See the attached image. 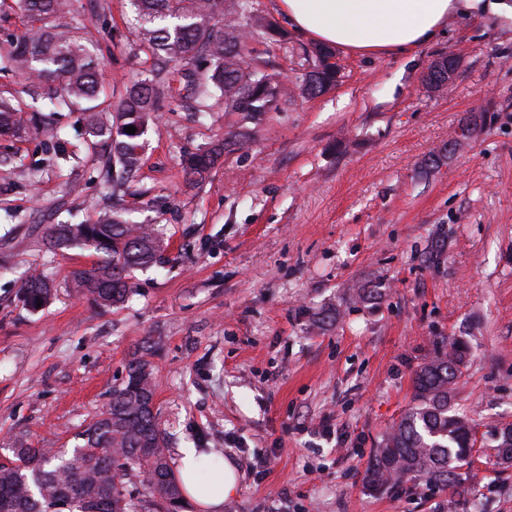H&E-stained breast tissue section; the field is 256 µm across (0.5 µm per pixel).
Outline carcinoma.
Instances as JSON below:
<instances>
[{
	"label": "carcinoma",
	"mask_w": 512,
	"mask_h": 512,
	"mask_svg": "<svg viewBox=\"0 0 512 512\" xmlns=\"http://www.w3.org/2000/svg\"><path fill=\"white\" fill-rule=\"evenodd\" d=\"M31 19L25 36L0 53V67L31 78L30 118L23 103L0 97V135L50 136L58 131L37 106L48 100L52 112L83 114L89 161L105 169V183L117 191L134 177L142 156V135L156 125L170 88V63L192 68L183 74V89L208 112L221 100L235 112L240 129L219 141L206 155L192 154L182 164L185 181L202 183L226 153L245 148L250 126L278 112L300 84L287 85L281 74L250 57V42L273 41L268 28L250 22L252 0H133L138 38L149 63L147 75L124 86L119 96L98 103L101 64L87 49L81 28L58 23L71 0H14ZM335 65L325 63L302 97L324 93L337 82ZM133 125L135 133H126ZM46 249L90 252L91 264L72 273L79 293L98 307L123 304L132 291L131 272L161 261L168 243L152 224H134L103 212L94 223L52 224ZM17 292L23 306L37 309L53 294L48 270L25 272ZM468 347L455 340L425 361L415 373L413 405L376 449L368 482L382 486L424 479L445 490L455 484L456 470L470 463L478 441L465 419L452 413L450 386L464 374ZM155 385L150 361L135 357L126 377L112 389L108 408L85 431L82 447L70 453L34 448L12 449L10 468H0V512H177L182 489L164 448L163 431L148 409ZM494 450L512 448V429L488 433ZM142 476L146 494L125 490L130 473Z\"/></svg>",
	"instance_id": "obj_1"
}]
</instances>
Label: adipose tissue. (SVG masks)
Masks as SVG:
<instances>
[{
  "instance_id": "ef3b65f1",
  "label": "adipose tissue",
  "mask_w": 512,
  "mask_h": 512,
  "mask_svg": "<svg viewBox=\"0 0 512 512\" xmlns=\"http://www.w3.org/2000/svg\"><path fill=\"white\" fill-rule=\"evenodd\" d=\"M295 30L314 41L360 55L407 54L434 40L450 14L512 16V0H280ZM195 451H180L177 473L183 499L217 512L240 491L236 465L225 462L213 487L201 486Z\"/></svg>"
}]
</instances>
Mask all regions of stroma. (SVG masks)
<instances>
[{
	"label": "stroma",
	"instance_id": "1",
	"mask_svg": "<svg viewBox=\"0 0 512 512\" xmlns=\"http://www.w3.org/2000/svg\"><path fill=\"white\" fill-rule=\"evenodd\" d=\"M253 14L287 30L253 42V57L288 82L310 67L314 42L289 29L279 0H253ZM63 22L89 25L104 92L138 77L129 0H73ZM444 51L460 66L435 97L422 81ZM339 59L332 89L267 113L196 186L183 156L238 129L220 105L200 121L192 100H167L113 198L83 159L81 113L58 117L66 159L49 138L0 137V456L21 442L80 445L146 352L170 459L194 448L240 469L220 512H512V465L492 466L485 447L446 492L366 479L442 341L469 348L452 411L481 436L512 425V17L452 15L416 54ZM482 110L484 134L426 167ZM70 181L78 194H64ZM106 204L160 225L170 248L133 272L127 303L101 309L71 279L87 252L51 255L42 238ZM43 268L56 291L27 310L18 278ZM378 282L382 296L361 300Z\"/></svg>",
	"mask_w": 512,
	"mask_h": 512
}]
</instances>
